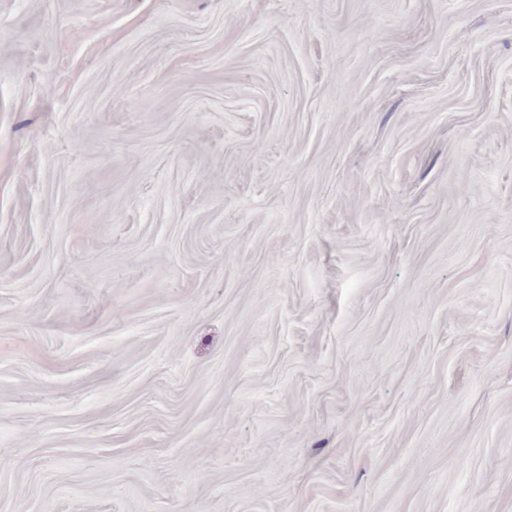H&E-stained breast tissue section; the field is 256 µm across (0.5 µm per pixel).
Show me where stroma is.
Wrapping results in <instances>:
<instances>
[{
  "mask_svg": "<svg viewBox=\"0 0 512 512\" xmlns=\"http://www.w3.org/2000/svg\"><path fill=\"white\" fill-rule=\"evenodd\" d=\"M0 512H512V0H0Z\"/></svg>",
  "mask_w": 512,
  "mask_h": 512,
  "instance_id": "1",
  "label": "stroma"
}]
</instances>
